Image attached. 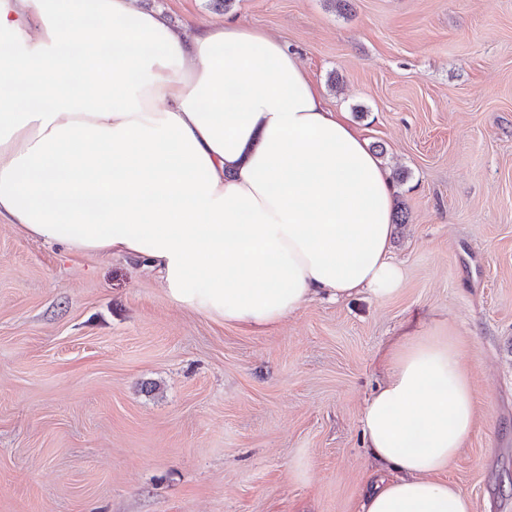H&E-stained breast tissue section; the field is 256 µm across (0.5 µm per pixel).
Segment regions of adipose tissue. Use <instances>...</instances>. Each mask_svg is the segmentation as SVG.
Masks as SVG:
<instances>
[{
  "instance_id": "1",
  "label": "adipose tissue",
  "mask_w": 512,
  "mask_h": 512,
  "mask_svg": "<svg viewBox=\"0 0 512 512\" xmlns=\"http://www.w3.org/2000/svg\"><path fill=\"white\" fill-rule=\"evenodd\" d=\"M0 222L147 262L185 308L262 332L319 297L403 279L392 188L281 41L193 37L139 0H0ZM360 417L393 477L360 512H473L444 474L475 396L446 332H404Z\"/></svg>"
}]
</instances>
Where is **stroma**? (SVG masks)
<instances>
[{
	"instance_id": "1",
	"label": "stroma",
	"mask_w": 512,
	"mask_h": 512,
	"mask_svg": "<svg viewBox=\"0 0 512 512\" xmlns=\"http://www.w3.org/2000/svg\"><path fill=\"white\" fill-rule=\"evenodd\" d=\"M297 54L394 181L399 290L261 333L180 306L143 261L0 223V512H358L360 415L405 327L449 330L476 393L446 477L512 512V0H140Z\"/></svg>"
}]
</instances>
